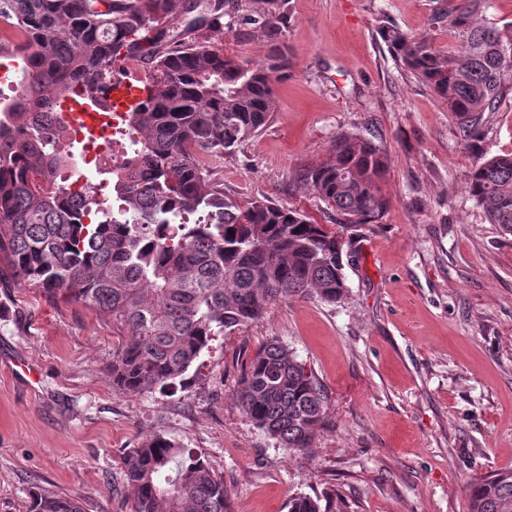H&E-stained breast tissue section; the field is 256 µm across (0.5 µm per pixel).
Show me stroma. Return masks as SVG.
<instances>
[{"label": "stroma", "mask_w": 512, "mask_h": 512, "mask_svg": "<svg viewBox=\"0 0 512 512\" xmlns=\"http://www.w3.org/2000/svg\"><path fill=\"white\" fill-rule=\"evenodd\" d=\"M448 0H291V67L269 125L214 169L227 198L268 197L336 228L299 185L338 133L372 140L388 159V207L346 229L348 290L335 304L291 300L218 337L200 379L171 396L115 392L111 323L0 273V512H25L35 485L123 512L120 455L153 434L197 449L223 475L231 512H288L297 492L334 485L344 512H468L467 489L512 468V233L489 223L466 188L479 155L512 153V93L478 146L446 106L400 68L381 19L442 51L459 37L433 27ZM272 0H224L210 42L260 64L267 41L251 17ZM319 382L326 415L299 453L243 418L235 391L270 340Z\"/></svg>", "instance_id": "stroma-1"}]
</instances>
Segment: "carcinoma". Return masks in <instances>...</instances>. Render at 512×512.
Returning a JSON list of instances; mask_svg holds the SVG:
<instances>
[{"label": "carcinoma", "mask_w": 512, "mask_h": 512, "mask_svg": "<svg viewBox=\"0 0 512 512\" xmlns=\"http://www.w3.org/2000/svg\"><path fill=\"white\" fill-rule=\"evenodd\" d=\"M489 0H450L433 25L457 32L455 54L390 21L379 35L394 60L429 87L476 145L485 114L512 90V25H487ZM199 15L169 33L167 18ZM20 26L22 43L0 41L22 57L23 94L0 106V262L15 282L81 305L112 322V388L124 395L165 394L215 337L264 318L292 298L335 304L347 291L343 238L303 212L262 197L224 196L211 166L256 136L277 110L275 85L288 74L283 43L290 0L252 23L268 43L266 62L230 57L204 32L224 16V0H0V17ZM152 58L146 98L128 113L131 150L103 165L122 218L88 190L57 180L74 167V143L27 123L69 89L107 97V80L137 55ZM383 152L340 133L324 161L295 174L336 221L374 222L386 206ZM466 189L491 224L512 232V153L481 157ZM242 415L290 451L313 447L325 397L312 373L273 340L245 364L236 391ZM129 512H228V492L202 453L154 434L121 457ZM469 512H512V469L472 484ZM288 512H336L326 494H294ZM27 512H84L78 499L36 486Z\"/></svg>", "instance_id": "obj_1"}]
</instances>
